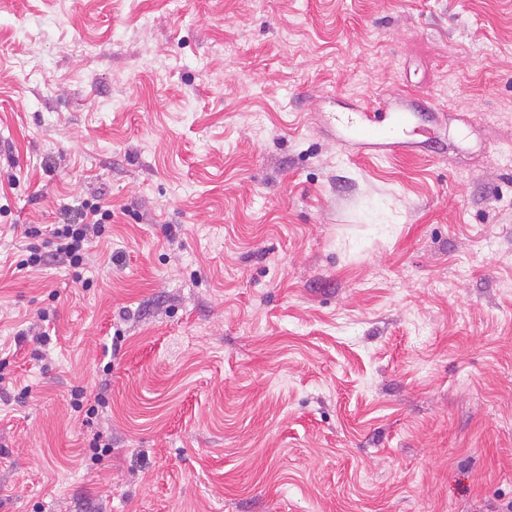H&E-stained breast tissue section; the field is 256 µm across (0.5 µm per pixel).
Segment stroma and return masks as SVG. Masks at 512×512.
<instances>
[{"label":"stroma","instance_id":"obj_1","mask_svg":"<svg viewBox=\"0 0 512 512\" xmlns=\"http://www.w3.org/2000/svg\"><path fill=\"white\" fill-rule=\"evenodd\" d=\"M510 503L512 0H0V512ZM337 113L336 125L343 136V145H358L364 148H378L386 145H405L409 135L411 116L408 112H374V119L368 112ZM377 114V117H376ZM77 215L78 221H74L73 224L54 225L51 236L44 240L42 245L30 244L26 250L29 254L23 262L30 266H39L45 253L52 252L69 267L81 268L84 265L86 246L91 233L99 237L105 229V224H111L112 207L104 205L100 197L91 201L83 200L78 205Z\"/></svg>","mask_w":512,"mask_h":512}]
</instances>
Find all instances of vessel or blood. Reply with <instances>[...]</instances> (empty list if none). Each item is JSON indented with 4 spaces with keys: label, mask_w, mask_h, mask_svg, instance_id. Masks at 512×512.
I'll list each match as a JSON object with an SVG mask.
<instances>
[{
    "label": "vessel or blood",
    "mask_w": 512,
    "mask_h": 512,
    "mask_svg": "<svg viewBox=\"0 0 512 512\" xmlns=\"http://www.w3.org/2000/svg\"><path fill=\"white\" fill-rule=\"evenodd\" d=\"M336 124L343 133L342 144L378 148L404 144L411 117L406 112H381L374 117L366 112L357 116L340 113L336 116Z\"/></svg>",
    "instance_id": "b4317fda"
}]
</instances>
